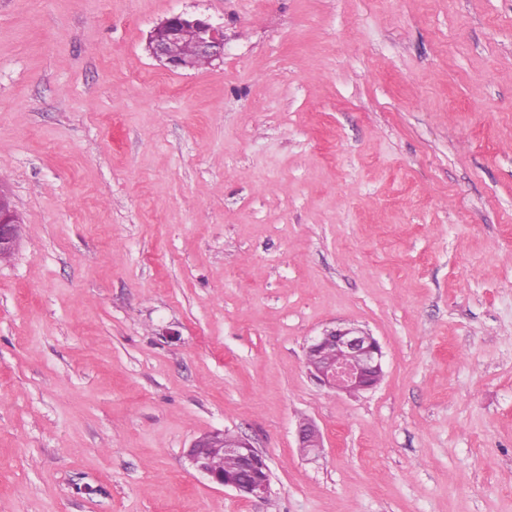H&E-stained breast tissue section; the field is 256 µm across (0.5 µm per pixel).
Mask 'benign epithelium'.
Instances as JSON below:
<instances>
[{"instance_id":"obj_1","label":"benign epithelium","mask_w":512,"mask_h":512,"mask_svg":"<svg viewBox=\"0 0 512 512\" xmlns=\"http://www.w3.org/2000/svg\"><path fill=\"white\" fill-rule=\"evenodd\" d=\"M195 33L196 53L210 60L224 55V26L207 17L175 13L161 21L151 32L150 53L169 68L192 66V61L171 51L172 44L186 31ZM21 222L11 201L0 195V262L10 258L20 239ZM353 354L358 363L346 357ZM306 355H313L317 365L310 376L320 386L338 393L357 394L375 389L383 377V350L373 334L355 326L325 329L311 339ZM298 448L309 456L323 449L322 434L312 422L297 427ZM215 446L237 459L239 471L226 474L211 464L210 451ZM188 464L209 482L230 488L245 498H265L270 493V469L266 458L251 442L240 435L224 440V432L213 431L196 438L184 452Z\"/></svg>"}]
</instances>
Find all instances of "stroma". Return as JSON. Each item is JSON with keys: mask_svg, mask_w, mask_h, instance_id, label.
<instances>
[{"mask_svg": "<svg viewBox=\"0 0 512 512\" xmlns=\"http://www.w3.org/2000/svg\"><path fill=\"white\" fill-rule=\"evenodd\" d=\"M0 188V512H512V0H0ZM338 324L374 391L310 379ZM181 37L176 49L183 56H192L194 40L196 53L211 61L224 55V26L213 23L208 17L175 13L161 21L151 32L150 53L168 68L178 69L192 66L189 58L171 51L172 44ZM196 37V39H195ZM21 222L10 199L0 191V262L12 256L20 239ZM349 358L350 364L346 357ZM314 355L311 378L338 393L357 394L374 390L383 377V350L373 334L355 326L324 329L311 339L306 356ZM357 363V364H355ZM298 448L305 456L318 454L323 449L322 434L318 426L312 422H300L297 427ZM229 441L225 438L231 437L228 430L213 431L196 438L189 448H186L184 455L188 464L209 482L224 488H230L245 498H265L270 493V469L266 458L260 454L251 442L240 435L233 434ZM214 466L222 471L216 470L211 464L210 451ZM224 452L237 459L236 461L224 455ZM224 471V472H223ZM227 473V474H224ZM234 473V474H228Z\"/></svg>", "mask_w": 512, "mask_h": 512, "instance_id": "35a3bbf8", "label": "stroma"}]
</instances>
